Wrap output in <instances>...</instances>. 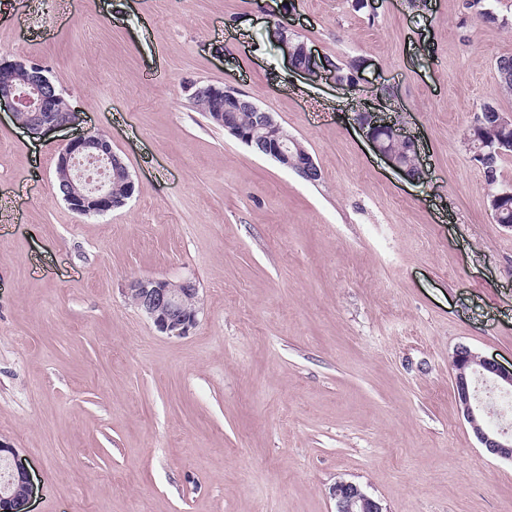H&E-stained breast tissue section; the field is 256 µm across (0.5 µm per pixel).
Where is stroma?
I'll return each instance as SVG.
<instances>
[{
    "label": "stroma",
    "instance_id": "1",
    "mask_svg": "<svg viewBox=\"0 0 512 512\" xmlns=\"http://www.w3.org/2000/svg\"><path fill=\"white\" fill-rule=\"evenodd\" d=\"M0 0V58L47 67L133 181L103 216L53 191L72 129L0 112V444L25 512H335L359 484L387 512H512L453 391L462 346L512 364V227L463 142L512 114L495 62L512 0ZM359 62V89L299 72L268 35ZM249 96L311 154L310 183L210 124L187 83ZM385 105L428 171L395 170L354 116ZM189 278L188 335L128 303Z\"/></svg>",
    "mask_w": 512,
    "mask_h": 512
}]
</instances>
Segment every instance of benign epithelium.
<instances>
[{"instance_id": "benign-epithelium-1", "label": "benign epithelium", "mask_w": 512, "mask_h": 512, "mask_svg": "<svg viewBox=\"0 0 512 512\" xmlns=\"http://www.w3.org/2000/svg\"><path fill=\"white\" fill-rule=\"evenodd\" d=\"M280 45L289 61L297 50L307 57L299 71L309 75H329L337 79L336 70L324 57L316 55L295 38L285 26L280 27ZM191 96L200 92L221 95L226 103L244 108L253 114V125L244 131L234 125L229 131L246 144L260 145L262 152L305 180L321 178L320 168L308 152H293L297 141L276 120L273 113L261 108L241 91L230 86L204 87L189 85ZM62 91L56 86L43 65L32 61H0V109L12 117L24 116V129L40 137L54 129L77 128L83 122L81 113L59 105ZM356 123L376 152L396 170L408 175L415 169L425 173L420 162L416 139L407 134L399 123L386 119L381 110L365 108L356 114ZM83 160L102 165L101 178L96 182L85 179L79 171ZM56 178L63 192L62 199L75 213L83 216L105 214L125 205L131 196L132 180L121 158L112 150V141L104 134L84 130L68 139L61 147L55 164ZM121 178L125 192L112 194V181ZM128 300L142 311L157 330L168 336L189 334L198 322L199 288L190 279L137 278L128 284ZM455 399L481 447L492 457L512 462V430L492 428L479 421L484 403L478 395V383H490L499 392L512 393V367L493 358L482 356L467 347H460L453 356ZM32 492L27 471L14 465L5 471L0 481V512H20V507ZM336 512H386L378 500L357 483L339 480L330 488Z\"/></svg>"}]
</instances>
